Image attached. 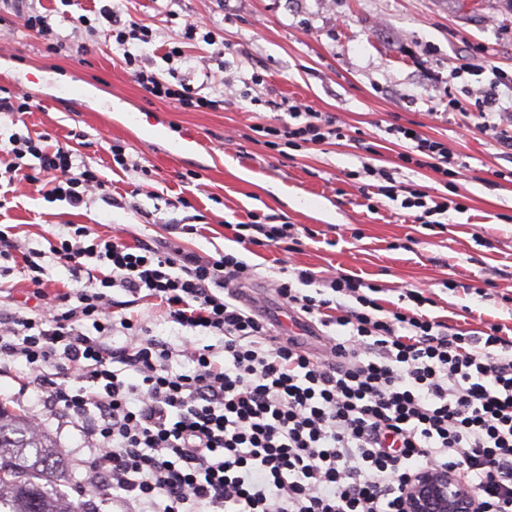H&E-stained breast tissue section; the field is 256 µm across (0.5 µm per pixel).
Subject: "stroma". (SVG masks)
Segmentation results:
<instances>
[{
  "instance_id": "obj_1",
  "label": "stroma",
  "mask_w": 512,
  "mask_h": 512,
  "mask_svg": "<svg viewBox=\"0 0 512 512\" xmlns=\"http://www.w3.org/2000/svg\"><path fill=\"white\" fill-rule=\"evenodd\" d=\"M34 3L51 16L60 38L83 44L85 52L78 59L47 53L11 4L0 0V31L7 34L0 40V87L32 92L39 104L17 126L0 127V138L26 130L69 143L127 205L113 207L95 195L74 207L27 189L0 209V224L13 226L26 246L48 249L49 238L67 224H89L132 244H154L174 225L194 224L198 233L183 235V245L213 256L236 249L233 225L257 213L316 232L293 253L278 244L243 254L254 267L243 303L311 348L321 344L319 329L290 312L273 290L285 259L317 272L360 276L380 285L388 303L397 302L402 289L422 290L434 301L427 315L453 324L512 327V182L497 176L512 170V154L470 113L475 99L489 92L494 70L512 73L507 0H109L117 18L133 17L157 30L144 50L153 69L173 67L198 90L207 87L205 72L224 73L223 103L204 111L149 97L112 42L73 31L71 17L100 0ZM188 20L206 22L224 44L222 56L197 39L181 46L192 65L166 63ZM463 62L470 65L464 73L458 70ZM453 98L460 110L449 109ZM285 99L338 115L345 138L303 145L288 158L271 149L252 127L279 125L285 112L278 104ZM393 124L448 143L466 167L463 176L445 185L435 173L403 167L402 146L386 132ZM229 135L238 150H226ZM105 141L123 145L131 169L113 168L101 148ZM367 164L431 194L447 193L461 208L449 211L444 227L422 228L399 202L364 198V186L373 182L363 172ZM144 166L150 176L141 174ZM183 197L190 207L180 205ZM479 286L484 294H476ZM126 315L174 344L212 342L206 332L165 322L149 298ZM1 403L40 420L67 471L60 492L81 500L89 440L51 415L41 391L21 390L12 376H0Z\"/></svg>"
}]
</instances>
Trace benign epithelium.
<instances>
[{
    "label": "benign epithelium",
    "instance_id": "7a95c632",
    "mask_svg": "<svg viewBox=\"0 0 512 512\" xmlns=\"http://www.w3.org/2000/svg\"><path fill=\"white\" fill-rule=\"evenodd\" d=\"M407 512H481V506L455 472L429 467L409 478Z\"/></svg>",
    "mask_w": 512,
    "mask_h": 512
}]
</instances>
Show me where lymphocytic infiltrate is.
<instances>
[{
    "mask_svg": "<svg viewBox=\"0 0 512 512\" xmlns=\"http://www.w3.org/2000/svg\"><path fill=\"white\" fill-rule=\"evenodd\" d=\"M139 86L186 110L212 107L185 80L148 69V26L130 19L105 30ZM289 120L265 127L280 145L343 138V125L304 103L284 101ZM389 132L410 167L455 176L447 143ZM377 192L400 201L412 223L435 227L453 202L395 182L382 168ZM0 180L78 206L108 197L100 171L67 145L13 133L0 141ZM291 224L260 216L234 225L244 246L294 239ZM21 256L37 317L0 308V361L23 365L22 387L93 443L84 495L112 492L124 512H406L407 478L426 466L456 470L483 512H512V329L468 330L424 314L407 290L401 304L342 272L282 266L273 287L289 308L328 330L322 354L283 338L242 306L253 267L233 252L203 256L179 243L128 244L88 225L55 236L48 250L21 249L0 225V261ZM75 288L49 294L47 263ZM125 293L117 300L114 290ZM147 294L166 321L201 329L217 344L175 345L125 317ZM122 328L125 339L110 335Z\"/></svg>",
    "mask_w": 512,
    "mask_h": 512,
    "instance_id": "obj_1",
    "label": "lymphocytic infiltrate"
}]
</instances>
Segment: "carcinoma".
Wrapping results in <instances>:
<instances>
[{
    "label": "carcinoma",
    "mask_w": 512,
    "mask_h": 512,
    "mask_svg": "<svg viewBox=\"0 0 512 512\" xmlns=\"http://www.w3.org/2000/svg\"><path fill=\"white\" fill-rule=\"evenodd\" d=\"M52 439L0 406V512H78L58 494L65 479Z\"/></svg>",
    "instance_id": "obj_1"
}]
</instances>
